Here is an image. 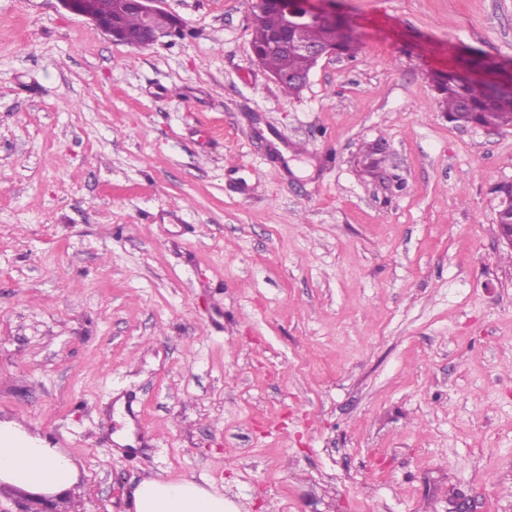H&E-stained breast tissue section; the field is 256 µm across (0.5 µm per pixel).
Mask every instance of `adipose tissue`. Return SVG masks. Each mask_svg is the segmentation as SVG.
Returning a JSON list of instances; mask_svg holds the SVG:
<instances>
[{
  "label": "adipose tissue",
  "mask_w": 512,
  "mask_h": 512,
  "mask_svg": "<svg viewBox=\"0 0 512 512\" xmlns=\"http://www.w3.org/2000/svg\"><path fill=\"white\" fill-rule=\"evenodd\" d=\"M0 483L31 492L72 491L70 458L12 422H0ZM130 512H231L222 495L188 479L147 478L131 492Z\"/></svg>",
  "instance_id": "obj_1"
}]
</instances>
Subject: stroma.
Wrapping results in <instances>:
<instances>
[{"instance_id": "stroma-1", "label": "stroma", "mask_w": 512, "mask_h": 512, "mask_svg": "<svg viewBox=\"0 0 512 512\" xmlns=\"http://www.w3.org/2000/svg\"><path fill=\"white\" fill-rule=\"evenodd\" d=\"M112 42L0 0V421L69 512L186 478L234 512H512V128L435 76L512 61V0H328L359 49L285 95L252 0ZM0 483L31 492H70L77 472L70 458L12 422H0Z\"/></svg>"}]
</instances>
